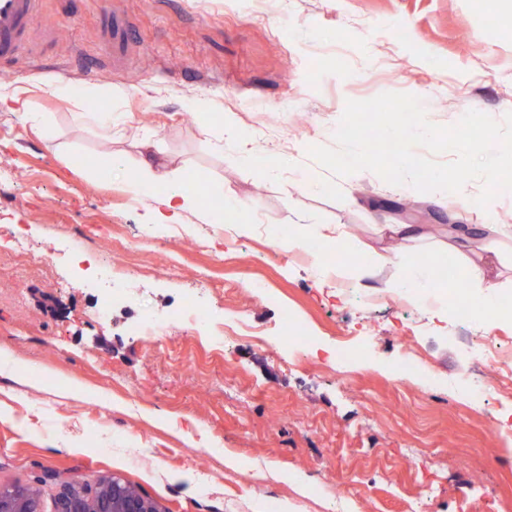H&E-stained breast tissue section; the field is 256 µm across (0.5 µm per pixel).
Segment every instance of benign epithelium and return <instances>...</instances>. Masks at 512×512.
<instances>
[{"label":"benign epithelium","instance_id":"obj_1","mask_svg":"<svg viewBox=\"0 0 512 512\" xmlns=\"http://www.w3.org/2000/svg\"><path fill=\"white\" fill-rule=\"evenodd\" d=\"M0 512H40L37 494L29 487L0 486ZM55 512H163L138 489L111 476L87 491L66 481L58 493Z\"/></svg>","mask_w":512,"mask_h":512}]
</instances>
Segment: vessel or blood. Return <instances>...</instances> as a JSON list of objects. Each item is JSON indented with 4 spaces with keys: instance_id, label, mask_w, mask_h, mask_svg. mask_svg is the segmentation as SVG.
Returning a JSON list of instances; mask_svg holds the SVG:
<instances>
[{
    "instance_id": "b4317fda",
    "label": "vessel or blood",
    "mask_w": 512,
    "mask_h": 512,
    "mask_svg": "<svg viewBox=\"0 0 512 512\" xmlns=\"http://www.w3.org/2000/svg\"><path fill=\"white\" fill-rule=\"evenodd\" d=\"M41 0H0V67L4 68L31 52L33 23ZM102 27L112 47L113 59H121L135 43L130 22L120 14H103Z\"/></svg>"
}]
</instances>
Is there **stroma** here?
<instances>
[{
	"instance_id": "stroma-1",
	"label": "stroma",
	"mask_w": 512,
	"mask_h": 512,
	"mask_svg": "<svg viewBox=\"0 0 512 512\" xmlns=\"http://www.w3.org/2000/svg\"><path fill=\"white\" fill-rule=\"evenodd\" d=\"M124 15L137 42L113 60L101 16ZM36 50L0 69L21 88L36 120L0 111V351L20 361L0 372V484L39 488L53 512L58 481L89 489L106 475L136 485L164 512H512V435L489 421L503 406L462 394L478 378L467 348L472 326L411 307L428 377H401L402 294L369 302L380 281L347 274L320 279L301 250L281 252L274 233L299 224L355 229L357 245L392 248L376 216L415 224L400 254L413 266L464 280L485 237L458 241L452 223L512 225V193L488 209L473 199L392 185L370 170L337 176L308 153L334 146L346 100L382 93L418 97L433 123L469 110L503 120L512 112V28L491 34L483 0H42ZM116 86L115 102L99 89ZM207 96L219 108L195 111ZM121 112L148 130L169 167L193 174L201 210L181 223L153 221L148 194L108 182L104 152L138 159L133 141L111 144L77 112ZM250 135L249 162L218 148L223 117ZM52 124L47 147L41 123ZM380 199L413 200L383 211ZM255 204L251 232L212 223L225 203ZM23 230L32 258L11 256ZM125 263L137 251L126 297L98 314L108 283L87 264H52L71 244ZM182 258L178 277L166 271ZM217 267L213 287L201 273ZM212 325L238 318L259 334L227 341L176 320L188 298ZM314 336V347L282 341L283 309ZM162 318L143 332L140 310ZM354 337L364 354L341 379L327 353ZM78 385L80 395L69 392ZM190 431L194 444L176 436ZM233 452L238 468L225 465ZM300 474L283 483L276 470Z\"/></svg>"
}]
</instances>
